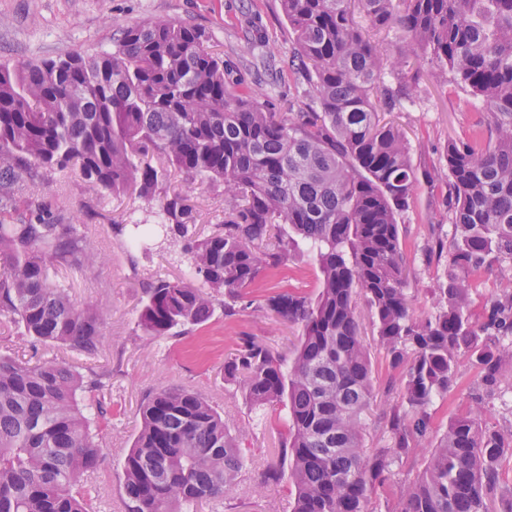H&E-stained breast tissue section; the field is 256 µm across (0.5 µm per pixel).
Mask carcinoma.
Segmentation results:
<instances>
[{"label": "carcinoma", "mask_w": 512, "mask_h": 512, "mask_svg": "<svg viewBox=\"0 0 512 512\" xmlns=\"http://www.w3.org/2000/svg\"><path fill=\"white\" fill-rule=\"evenodd\" d=\"M317 112H268L226 78L206 31L173 19L118 26L112 50L0 62V320L23 340L95 356L105 307L75 301L62 270L98 264L84 225L29 197L26 186L71 169L110 195L134 189L156 202L166 236L185 240L186 277H156L139 326L151 339L224 315L268 271L306 248L320 273L315 298L277 295L271 314L301 327L292 361L244 335L224 358V380L256 409L285 412L278 462L261 483L288 478L291 512H381L404 463L436 438L394 512H512V429L451 416L436 434L430 406L474 371V397H502L512 342V288L470 311L471 282L512 260V0H280ZM399 31L412 56L398 70L451 72L486 115L442 152L454 226L436 311L414 314L399 217L420 171L399 125L385 115L412 85L386 80L375 35ZM163 156L191 185L224 184V220L201 239L180 193L156 197ZM401 391L384 426L387 447L364 444L377 377L357 314ZM106 374L56 358L0 355V512H91L80 478L99 465L92 432L108 406L92 396ZM141 429L122 461L128 512H199L224 497L245 467L242 435L201 394L161 388L140 405Z\"/></svg>", "instance_id": "1"}]
</instances>
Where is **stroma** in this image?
Here are the masks:
<instances>
[{
	"mask_svg": "<svg viewBox=\"0 0 512 512\" xmlns=\"http://www.w3.org/2000/svg\"><path fill=\"white\" fill-rule=\"evenodd\" d=\"M146 18L176 19L206 29L210 46L224 57L231 81L250 89L273 112H305L314 102L305 94L304 75L289 66L292 31L279 0H0V62L19 63L55 58L77 49L93 53L111 49L114 24ZM479 102L468 88L455 83L438 86L422 75L419 86L393 118L414 145L413 159L423 169L438 166L448 140L467 138L478 116ZM26 195L48 207L67 209L74 223L83 225L99 255V264L86 273H61L73 298L103 304V342L97 358L78 361L65 349L58 358L82 368L107 370L112 380L100 394L112 405V420L100 431L99 467L84 479L94 490V512H125L122 492L123 454L139 426V407L151 392L163 388L197 391L223 409L230 425L243 428V446L249 465L238 486L224 498L221 512H288V482L263 486L260 475L275 462L285 429L277 408L254 411L233 384L225 382L224 358L238 336H256L283 354H291L301 333L299 326L271 316L263 306L277 293L314 296L319 272L305 250L292 253L277 272L265 275L249 289L236 316L222 312L184 336L149 339L139 326L143 288L150 277H182L187 262L180 247L150 243L127 249L129 224L154 221V206L138 195L112 196L71 171L55 172L27 187ZM195 224L208 233L224 217V187L214 183L192 195ZM404 253L410 270L408 292L416 314L433 311L434 290L444 263L431 253L435 238L451 240L453 226L441 190L420 186L414 206L400 216ZM380 379L378 398L366 417L365 444L384 445L383 417L392 398L384 378L383 352L372 347ZM504 399L476 403L467 388L451 390L447 400L432 407L438 426L456 410L471 412L480 422L501 428L512 426V373L505 382Z\"/></svg>",
	"mask_w": 512,
	"mask_h": 512,
	"instance_id": "obj_1",
	"label": "stroma"
}]
</instances>
